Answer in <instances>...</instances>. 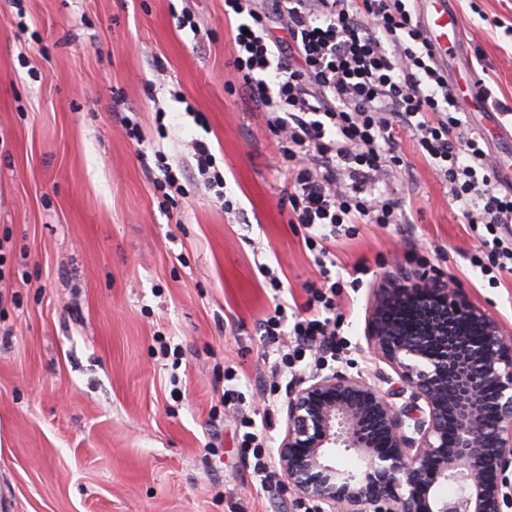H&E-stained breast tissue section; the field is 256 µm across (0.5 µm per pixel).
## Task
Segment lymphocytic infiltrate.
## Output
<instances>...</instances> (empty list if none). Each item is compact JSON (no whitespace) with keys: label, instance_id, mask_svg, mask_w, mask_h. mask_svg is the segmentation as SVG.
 Returning a JSON list of instances; mask_svg holds the SVG:
<instances>
[{"label":"lymphocytic infiltrate","instance_id":"1","mask_svg":"<svg viewBox=\"0 0 512 512\" xmlns=\"http://www.w3.org/2000/svg\"><path fill=\"white\" fill-rule=\"evenodd\" d=\"M286 37L273 36L254 0H224L234 21L233 66L252 110L279 137L288 161L292 223L322 278L310 285L306 316L288 321L283 305L262 323L276 343L270 376L302 354L320 366L339 334L331 248L345 227L398 224L404 213L387 187L404 164L394 132L407 131L481 243L470 263L489 283L512 275V192L500 188L482 136H465L448 74L409 0H277ZM291 331L294 346L281 343ZM240 446L264 489L279 482L265 446L270 413L241 417Z\"/></svg>","mask_w":512,"mask_h":512}]
</instances>
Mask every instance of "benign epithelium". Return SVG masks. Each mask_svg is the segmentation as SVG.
I'll list each match as a JSON object with an SVG mask.
<instances>
[{"mask_svg": "<svg viewBox=\"0 0 512 512\" xmlns=\"http://www.w3.org/2000/svg\"><path fill=\"white\" fill-rule=\"evenodd\" d=\"M366 340L392 373L316 372L288 392V490L314 512L511 509L512 338L500 321L447 278L399 266L376 292ZM338 448L357 472L336 468ZM444 484L456 493L439 494Z\"/></svg>", "mask_w": 512, "mask_h": 512, "instance_id": "obj_1", "label": "benign epithelium"}]
</instances>
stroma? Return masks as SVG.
I'll use <instances>...</instances> for the list:
<instances>
[{
	"label": "stroma",
	"mask_w": 512,
	"mask_h": 512,
	"mask_svg": "<svg viewBox=\"0 0 512 512\" xmlns=\"http://www.w3.org/2000/svg\"><path fill=\"white\" fill-rule=\"evenodd\" d=\"M451 5L464 39L449 79L483 55L512 105V36L488 23L512 24V0ZM186 9L196 30L178 27ZM233 55L224 0H0V512H307L287 487L252 485L223 403L232 382L246 412L263 409L259 325L279 302L303 313L319 279ZM502 121L465 112L511 165ZM198 140L239 214L193 180L161 209V165L190 168ZM394 145L405 223L358 225L334 247L345 348L327 366L369 378L382 363L367 312L396 263L453 279L512 335V276L489 286L447 186L408 136Z\"/></svg>",
	"instance_id": "stroma-1"
}]
</instances>
